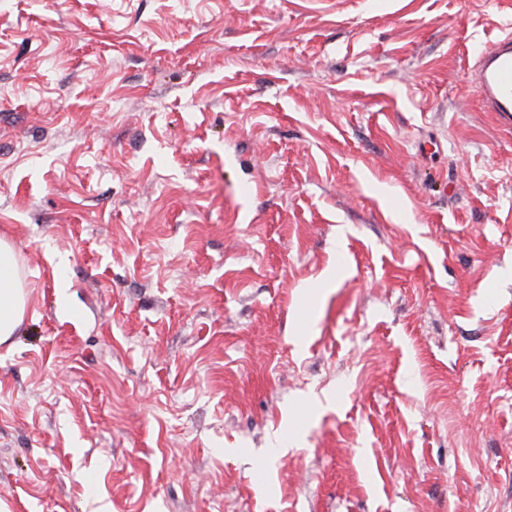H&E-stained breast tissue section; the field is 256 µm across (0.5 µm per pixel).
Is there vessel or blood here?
Instances as JSON below:
<instances>
[{
	"label": "vessel or blood",
	"instance_id": "vessel-or-blood-1",
	"mask_svg": "<svg viewBox=\"0 0 512 512\" xmlns=\"http://www.w3.org/2000/svg\"><path fill=\"white\" fill-rule=\"evenodd\" d=\"M469 81L484 111L495 113L504 125L512 124V36L479 44Z\"/></svg>",
	"mask_w": 512,
	"mask_h": 512
}]
</instances>
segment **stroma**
Listing matches in <instances>:
<instances>
[{"label": "stroma", "instance_id": "obj_1", "mask_svg": "<svg viewBox=\"0 0 512 512\" xmlns=\"http://www.w3.org/2000/svg\"><path fill=\"white\" fill-rule=\"evenodd\" d=\"M506 33L0 0V512H512V129L468 82ZM26 310L24 279L11 244L0 239V343L14 336Z\"/></svg>", "mask_w": 512, "mask_h": 512}]
</instances>
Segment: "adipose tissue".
Masks as SVG:
<instances>
[{
    "mask_svg": "<svg viewBox=\"0 0 512 512\" xmlns=\"http://www.w3.org/2000/svg\"><path fill=\"white\" fill-rule=\"evenodd\" d=\"M26 310L22 271L11 244L0 239V343L14 336Z\"/></svg>",
    "mask_w": 512,
    "mask_h": 512,
    "instance_id": "1",
    "label": "adipose tissue"
}]
</instances>
